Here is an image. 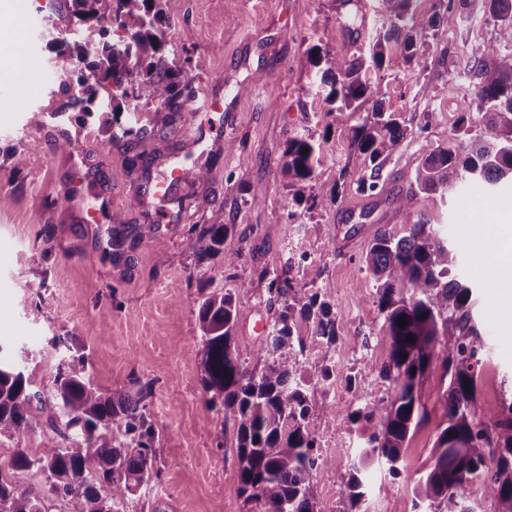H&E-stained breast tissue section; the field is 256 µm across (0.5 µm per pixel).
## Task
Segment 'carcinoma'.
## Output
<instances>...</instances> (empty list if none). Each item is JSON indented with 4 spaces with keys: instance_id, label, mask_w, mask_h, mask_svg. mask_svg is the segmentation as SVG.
Returning a JSON list of instances; mask_svg holds the SVG:
<instances>
[{
    "instance_id": "obj_1",
    "label": "carcinoma",
    "mask_w": 512,
    "mask_h": 512,
    "mask_svg": "<svg viewBox=\"0 0 512 512\" xmlns=\"http://www.w3.org/2000/svg\"><path fill=\"white\" fill-rule=\"evenodd\" d=\"M158 2L67 0L68 15L88 24V34L72 29L54 44L59 54L80 62L94 58L91 78L79 79L81 99H107L114 102V112L124 111L123 100L132 99L172 119L182 117L194 89L165 55L168 27L157 25ZM382 2L387 14L369 56L332 55L318 46L307 56L310 66L322 69L320 85L328 87L326 99L336 109L366 112L362 124L352 129V162L345 170L370 192L378 188L383 165L397 152L407 129L395 113L384 110L368 72L420 63L424 44L402 27L410 21L422 33L434 23L416 15L414 0ZM483 6L500 21V41L512 43V0H483ZM392 42L397 50L389 55ZM472 70L479 82L462 94L457 138L429 151L413 176L415 188L441 199L464 182L491 190L512 179V53L482 45L473 51ZM474 99L480 104L476 114L470 112ZM475 125L487 136L472 135ZM146 133L143 126L123 130L134 166L149 163L135 152ZM319 161L315 137L297 133L286 139L280 173L287 211L313 199L308 191ZM406 223L401 237L386 228L375 231L365 258L390 339L388 360L378 373L390 382L392 395L366 400L344 413L365 440L344 494L352 508L362 503L368 491L365 470L374 461L399 474L405 442L421 408L422 378L439 368L448 376L447 424L435 441L433 463L415 483V497L434 507L433 512H468L464 491L480 479L483 493L498 500L504 512H512V405L492 413L478 401L471 289L455 278V256L429 220ZM234 229L233 224H195L184 241L185 249L199 258L223 256V265L211 269L212 282L224 278V266L238 258L224 251ZM260 278L267 281L268 301L277 312L273 329L256 347L236 336L242 319L237 298L248 282L241 279L232 289L203 295V387L211 402L221 403L220 423L237 426L239 495L255 502L257 512H316L313 477L331 460L317 454L319 432L309 421L317 399L301 374L304 342L297 323L312 324L324 343L321 358L326 361L336 343V321L318 293L298 287L292 267L264 269ZM442 336L455 341L440 350ZM250 354L265 358L261 368L245 364L243 357ZM25 360L24 354L0 358V437L16 441L10 465L0 466V512H50L47 502L53 497L71 503L72 512H127L140 488L158 475L156 431L146 416L150 391L142 386L132 394L104 393L92 384L84 363L63 360L45 397L31 389ZM43 426L49 432L33 452L25 440ZM31 472L40 476L42 488L29 482Z\"/></svg>"
}]
</instances>
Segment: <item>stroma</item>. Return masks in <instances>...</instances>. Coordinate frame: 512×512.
<instances>
[{
  "mask_svg": "<svg viewBox=\"0 0 512 512\" xmlns=\"http://www.w3.org/2000/svg\"><path fill=\"white\" fill-rule=\"evenodd\" d=\"M161 0L171 23L169 57L183 66L195 95L187 101L193 120L166 125L148 113L149 135L141 145L149 169L131 166L120 140L112 139L105 112L58 109L78 93L85 65L48 47L54 33L44 24L61 0H26L21 25L34 47L26 66L33 81L26 90L0 92V353L25 350L27 372L36 388L50 393L57 356L84 360L92 383L121 394L148 386L147 414L157 432L159 477L140 491L131 512H253L239 496L236 427L220 423L202 384V341L198 311L201 288L220 259H199L184 249L195 224H231L224 248L239 253L225 269L221 288L250 281L238 296L243 318L239 340L261 342L275 319L261 269L288 264L289 247L312 257L298 285L330 302L338 340L332 353V382L321 376V343L311 325L298 332L305 342L303 377L318 402L311 421L319 432L318 452L332 458L314 478L318 512H347L342 489L363 440L343 419L364 400L389 397L391 385L378 366L388 358L390 340L367 271L365 256L378 227L404 234L403 215L393 203L407 192L422 157L455 137L463 91L471 90V53L495 42L499 28L484 13L482 0H418L428 17L447 6L464 16L458 26L439 25L425 37L421 65L370 71L382 88L385 111L407 128L398 151L385 164L374 193L343 176L351 152V130L363 113L332 110L318 90L319 73L306 62L319 45L347 56L365 53L383 10L381 0ZM231 80L236 96L226 113L233 150L198 142L195 130L205 115L206 93H221ZM91 136L80 156L59 151L60 128ZM310 130L321 136V164L313 181L314 205L301 212L298 236L287 239L280 174L289 135ZM187 177L170 197H155L157 180L172 168ZM210 171L198 181L197 168ZM90 177L98 193L111 195L113 212L125 225L87 224L69 202L76 174ZM267 188L253 201L255 186ZM486 193L469 187L446 201L419 193L415 215L434 224L456 254L455 274L472 290V322L478 400L491 412L512 403V305L498 267L482 265L491 254L498 216L485 205ZM42 289L32 292L30 282ZM448 379L442 370L424 377L421 421L405 451L400 475L387 467L369 469L363 512H421L413 487L432 463L438 429L446 422Z\"/></svg>",
  "mask_w": 512,
  "mask_h": 512,
  "instance_id": "stroma-1",
  "label": "stroma"
}]
</instances>
